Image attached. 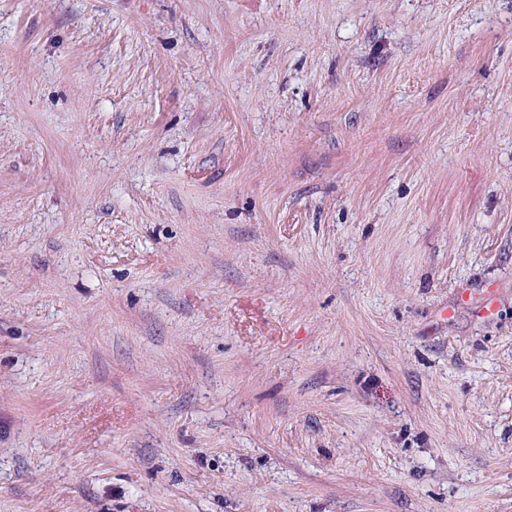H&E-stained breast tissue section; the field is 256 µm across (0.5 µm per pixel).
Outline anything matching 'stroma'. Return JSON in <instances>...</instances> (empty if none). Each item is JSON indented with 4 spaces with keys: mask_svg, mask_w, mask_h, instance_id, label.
Returning <instances> with one entry per match:
<instances>
[{
    "mask_svg": "<svg viewBox=\"0 0 512 512\" xmlns=\"http://www.w3.org/2000/svg\"><path fill=\"white\" fill-rule=\"evenodd\" d=\"M0 512H512V0H0Z\"/></svg>",
    "mask_w": 512,
    "mask_h": 512,
    "instance_id": "35a3bbf8",
    "label": "stroma"
}]
</instances>
